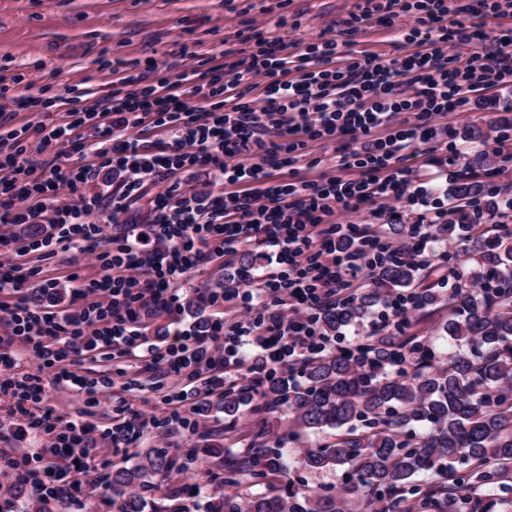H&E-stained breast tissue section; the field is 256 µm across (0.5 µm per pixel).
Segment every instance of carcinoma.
I'll return each mask as SVG.
<instances>
[{
	"label": "carcinoma",
	"mask_w": 512,
	"mask_h": 512,
	"mask_svg": "<svg viewBox=\"0 0 512 512\" xmlns=\"http://www.w3.org/2000/svg\"><path fill=\"white\" fill-rule=\"evenodd\" d=\"M482 194L484 185L471 176L452 189L459 202ZM478 220L460 212L438 235V244H463L474 256V267L458 275L444 323L448 336L468 350L448 353L437 366L424 339L380 335L357 355L310 362L300 385L273 377L258 393L247 385L224 391L216 409L226 417H237L258 394L269 413L287 402L291 424L287 439L274 446L260 432L247 451L224 458V491H215L213 503L219 512H340L329 492L290 482L285 467L265 493L236 490L240 477L265 478L269 461L288 453L287 443L327 429L336 431V440L310 449L302 467L343 471L347 495L369 512H494L501 465L512 462V233L488 239L473 232ZM421 280L415 266L383 267L370 290L322 312L318 325L338 336L364 324L381 296ZM488 281L497 294L483 291ZM397 349L417 351L410 371H392ZM176 467L177 458L154 448L135 465L113 469L106 490L117 512H145V500L127 488L146 487Z\"/></svg>",
	"instance_id": "cac0c4a2"
}]
</instances>
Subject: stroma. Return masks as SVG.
I'll list each match as a JSON object with an SVG mask.
<instances>
[{
  "label": "stroma",
  "mask_w": 512,
  "mask_h": 512,
  "mask_svg": "<svg viewBox=\"0 0 512 512\" xmlns=\"http://www.w3.org/2000/svg\"><path fill=\"white\" fill-rule=\"evenodd\" d=\"M266 9L265 20L276 24L280 17L299 22L298 30H280L289 42L305 43L319 37L337 35L344 19L363 0H290L287 8H276V0H252ZM243 18L224 6V0H0V86L12 84L16 74H24L33 87L54 84L57 91L70 87L88 89L93 99L112 92L113 75L107 65L116 60H168L181 47L209 58L238 46L237 33ZM512 131V109L502 103L478 99L468 111L459 113L453 125L458 140L467 141L470 152L480 151L483 142L493 140L502 130ZM195 310L180 311L176 324L158 321L150 335L163 344L175 329L193 328L200 321L221 317L223 309L196 299ZM447 312L430 307L411 312L406 335L430 341L436 352L447 353L449 337L443 328ZM141 387L126 393L110 389L101 398L89 422L95 428L112 426L120 398H127L147 417L163 418L166 407L160 395L149 390V374L139 377ZM207 427L222 431L221 446L233 454L244 452L256 429H265L269 440L288 430L287 414L257 416L243 410L232 429H225L223 413L214 411L205 418ZM324 435H312L291 444L285 459L291 479L315 488L340 494L341 472H311L301 467L305 450L324 442Z\"/></svg>",
  "instance_id": "35a3bbf8"
}]
</instances>
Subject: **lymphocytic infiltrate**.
<instances>
[{
	"mask_svg": "<svg viewBox=\"0 0 512 512\" xmlns=\"http://www.w3.org/2000/svg\"><path fill=\"white\" fill-rule=\"evenodd\" d=\"M252 9L251 0L239 8L238 61L198 60L183 47L177 78L165 65L127 70L108 97L68 98L59 119L18 129L0 121V223L38 230L0 234V392L14 400L7 418L40 440L36 448H0V459H23L0 472L10 485L72 506L105 482L101 449L119 454L144 431L164 440L172 428L189 429L198 395L245 381L259 388L281 372L294 379L311 359L360 351L363 340L344 347L324 336L317 317L357 295L382 265L444 270L426 245L448 221L433 196L465 153L448 132L474 99L494 101L512 87V28L499 29L490 47L483 24L511 16L512 0H479L468 26L448 0H365L346 30H393L408 50L391 58L353 51L338 36L289 48ZM403 17L414 26L396 27ZM147 130L155 140L144 139ZM324 141L335 142V153L306 177L302 163ZM105 169L115 186L85 192ZM199 172L210 190L183 188L181 175ZM144 199L151 219L140 224L128 214ZM402 205L415 218L395 242L385 227ZM107 222L113 235L104 233ZM255 247L267 264L245 285L205 287L211 301L225 303L222 320L198 333L175 330L162 347L151 340L150 325L175 317L185 286ZM65 253L99 270L90 280L70 274L83 302L76 312L32 300L58 287L49 262ZM415 308V292L385 296L372 332L404 333ZM255 342L263 352L256 366L248 362ZM97 349L155 372L164 419H145L125 403L120 422L97 432L45 404L52 383L98 406L96 387L110 378L76 370ZM30 355L52 369L51 379L26 372Z\"/></svg>",
	"mask_w": 512,
	"mask_h": 512,
	"instance_id": "1",
	"label": "lymphocytic infiltrate"
}]
</instances>
